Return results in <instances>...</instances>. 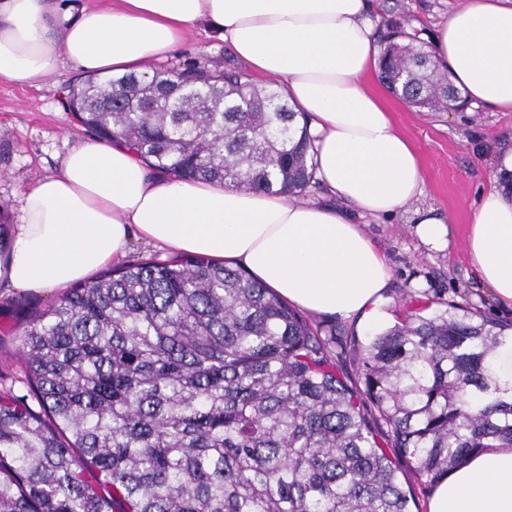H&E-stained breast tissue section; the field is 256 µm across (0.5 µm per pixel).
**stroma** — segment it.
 Listing matches in <instances>:
<instances>
[{
	"label": "stroma",
	"mask_w": 512,
	"mask_h": 512,
	"mask_svg": "<svg viewBox=\"0 0 512 512\" xmlns=\"http://www.w3.org/2000/svg\"><path fill=\"white\" fill-rule=\"evenodd\" d=\"M463 2L375 0L381 19L398 23L399 43H416L428 50L433 47L436 25L445 22ZM234 59L228 45L200 30L190 34L167 64L173 67L196 61L220 67ZM83 79V73L68 63L38 88H21L0 76V224L13 226L20 189L58 173L70 148L93 140V133L67 109L70 86ZM387 102L421 163L424 194L419 206H437L454 224L448 251L433 253L414 240L404 217L365 220L366 234L391 268L395 320H404L416 302L422 301L434 311L460 306L475 319L511 325L512 309L478 301L465 233L482 192L495 181L512 183V172L503 170L501 163L504 150L512 145V112L474 107L431 112L392 94ZM59 298L56 290L21 293L0 282V388L22 374L16 328Z\"/></svg>",
	"instance_id": "stroma-1"
}]
</instances>
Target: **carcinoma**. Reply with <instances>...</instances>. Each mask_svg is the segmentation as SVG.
I'll return each instance as SVG.
<instances>
[{"instance_id":"obj_1","label":"carcinoma","mask_w":512,"mask_h":512,"mask_svg":"<svg viewBox=\"0 0 512 512\" xmlns=\"http://www.w3.org/2000/svg\"><path fill=\"white\" fill-rule=\"evenodd\" d=\"M88 79L76 113L182 179L294 195L315 182L303 113L233 64ZM378 77L417 108L461 94L421 48L391 41ZM354 344L241 268L200 256L103 270L18 332L26 393H0V512H411L386 452L437 482L483 448L512 446V401L492 364L508 335L468 311L427 314ZM98 471V483L86 478Z\"/></svg>"}]
</instances>
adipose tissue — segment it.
<instances>
[{
	"label": "adipose tissue",
	"mask_w": 512,
	"mask_h": 512,
	"mask_svg": "<svg viewBox=\"0 0 512 512\" xmlns=\"http://www.w3.org/2000/svg\"><path fill=\"white\" fill-rule=\"evenodd\" d=\"M373 0H0V76L40 86L63 62L92 76L167 60L201 27L258 79L277 81L311 117L317 179L334 204L156 173L120 141L73 146L57 174L19 193L0 280L20 292L91 281L133 238L171 254L246 269L306 312L370 332L391 323V270L353 223L408 214L420 245L442 253L452 225L424 193L419 158L386 100L369 86L380 48ZM434 44L469 105L512 112V0H465ZM476 282L512 309V193L482 192L467 229ZM428 512H512V447L486 448L435 487Z\"/></svg>",
	"instance_id": "1"
}]
</instances>
